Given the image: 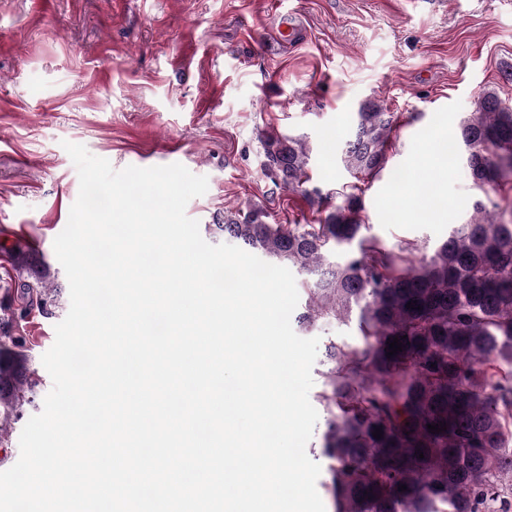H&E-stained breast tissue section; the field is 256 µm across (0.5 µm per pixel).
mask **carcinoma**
I'll return each instance as SVG.
<instances>
[{
	"label": "carcinoma",
	"instance_id": "1",
	"mask_svg": "<svg viewBox=\"0 0 512 512\" xmlns=\"http://www.w3.org/2000/svg\"><path fill=\"white\" fill-rule=\"evenodd\" d=\"M397 123L378 102L360 105L339 151L353 178L386 168ZM454 140L474 184L491 186L505 205L476 203L472 219L426 258L412 241L389 247L363 235L355 183L336 190L340 203L316 210L312 224H269L262 208L226 207L224 223L208 225L309 277L296 316L304 328L357 319L359 346L327 340L318 395L331 415L322 448L334 512H512V382L502 374V364L512 366V110L485 91ZM262 147L274 183L308 181L304 142L272 129ZM8 258L29 303H56L61 289L38 252L19 246ZM13 322L0 318V438L36 386L27 338ZM395 337L402 351L388 357ZM429 424L446 430L431 433Z\"/></svg>",
	"mask_w": 512,
	"mask_h": 512
}]
</instances>
